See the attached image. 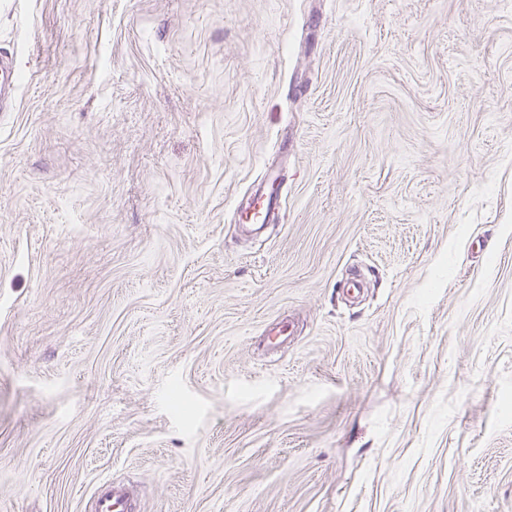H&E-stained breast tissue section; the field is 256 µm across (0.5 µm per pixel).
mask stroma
I'll list each match as a JSON object with an SVG mask.
<instances>
[{
  "label": "stroma",
  "mask_w": 512,
  "mask_h": 512,
  "mask_svg": "<svg viewBox=\"0 0 512 512\" xmlns=\"http://www.w3.org/2000/svg\"><path fill=\"white\" fill-rule=\"evenodd\" d=\"M0 54V512H512V0H0ZM255 213L250 224L272 223L277 218V194H273L264 188L255 191L253 197ZM91 512H131L132 499L126 489L110 480L100 481L91 494Z\"/></svg>",
  "instance_id": "1"
}]
</instances>
